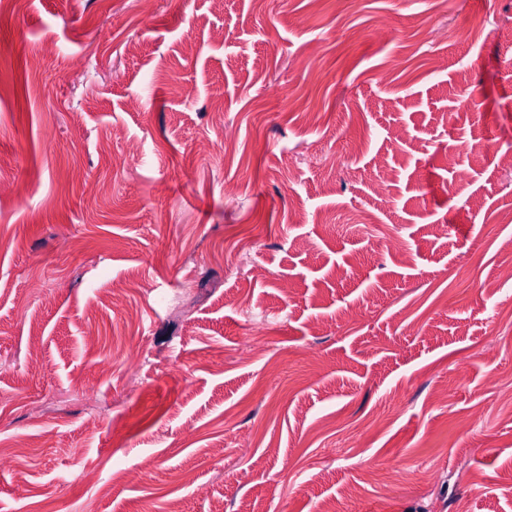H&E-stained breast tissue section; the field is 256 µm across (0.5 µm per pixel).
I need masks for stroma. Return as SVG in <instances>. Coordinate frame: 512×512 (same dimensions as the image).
Segmentation results:
<instances>
[{
	"mask_svg": "<svg viewBox=\"0 0 512 512\" xmlns=\"http://www.w3.org/2000/svg\"><path fill=\"white\" fill-rule=\"evenodd\" d=\"M512 0H0V512H512Z\"/></svg>",
	"mask_w": 512,
	"mask_h": 512,
	"instance_id": "35a3bbf8",
	"label": "stroma"
}]
</instances>
